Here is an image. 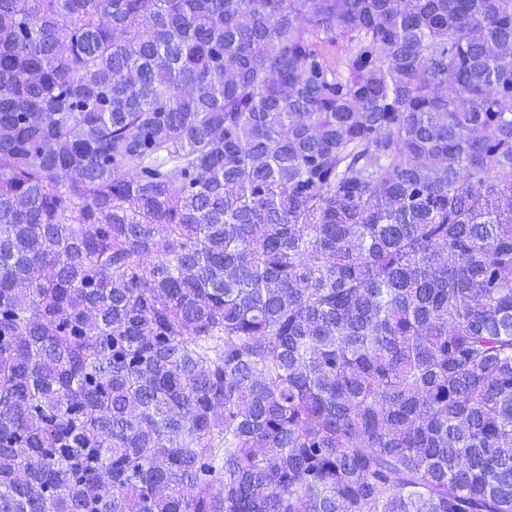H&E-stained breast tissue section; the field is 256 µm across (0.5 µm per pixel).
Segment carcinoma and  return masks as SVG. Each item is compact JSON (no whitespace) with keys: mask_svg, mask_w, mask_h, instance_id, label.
I'll list each match as a JSON object with an SVG mask.
<instances>
[{"mask_svg":"<svg viewBox=\"0 0 512 512\" xmlns=\"http://www.w3.org/2000/svg\"><path fill=\"white\" fill-rule=\"evenodd\" d=\"M512 0H0V512H512Z\"/></svg>","mask_w":512,"mask_h":512,"instance_id":"1","label":"carcinoma"}]
</instances>
